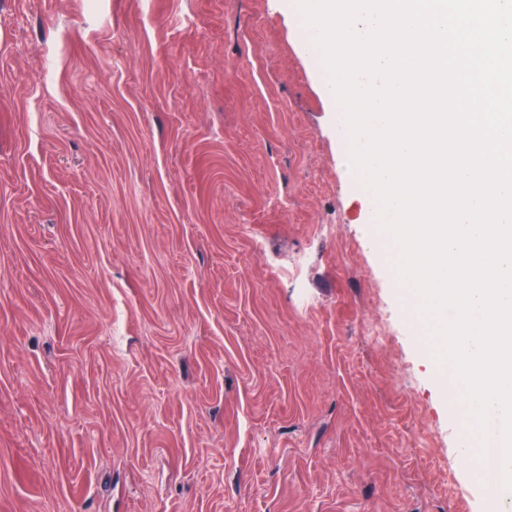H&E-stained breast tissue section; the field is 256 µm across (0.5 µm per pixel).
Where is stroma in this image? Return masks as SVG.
Segmentation results:
<instances>
[{
    "instance_id": "1",
    "label": "stroma",
    "mask_w": 512,
    "mask_h": 512,
    "mask_svg": "<svg viewBox=\"0 0 512 512\" xmlns=\"http://www.w3.org/2000/svg\"><path fill=\"white\" fill-rule=\"evenodd\" d=\"M303 29L0 0V512H498Z\"/></svg>"
}]
</instances>
